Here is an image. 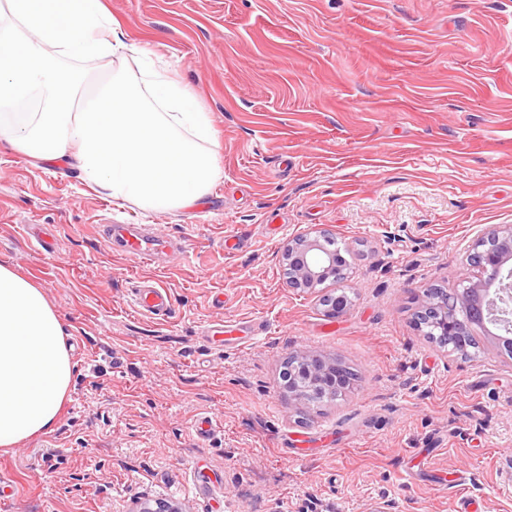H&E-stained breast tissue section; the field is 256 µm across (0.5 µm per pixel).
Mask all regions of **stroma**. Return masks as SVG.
Wrapping results in <instances>:
<instances>
[{
    "mask_svg": "<svg viewBox=\"0 0 512 512\" xmlns=\"http://www.w3.org/2000/svg\"><path fill=\"white\" fill-rule=\"evenodd\" d=\"M103 3L195 91L224 175L153 213L0 143V264L45 290L76 364L56 430L0 453V512H458L466 496L512 512V362L486 336L467 358L412 323L426 289L474 275L486 228L512 225V0ZM101 224L159 225L187 256L137 264ZM326 227L346 279L289 287L286 244ZM141 276L171 291L168 320L131 307ZM339 289L350 305L328 315ZM220 320L265 331L215 347ZM297 348L352 367L350 391L290 398ZM198 468L219 477L215 502L191 494Z\"/></svg>",
    "mask_w": 512,
    "mask_h": 512,
    "instance_id": "35a3bbf8",
    "label": "stroma"
}]
</instances>
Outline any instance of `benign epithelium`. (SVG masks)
Here are the masks:
<instances>
[{"instance_id": "obj_1", "label": "benign epithelium", "mask_w": 512, "mask_h": 512, "mask_svg": "<svg viewBox=\"0 0 512 512\" xmlns=\"http://www.w3.org/2000/svg\"><path fill=\"white\" fill-rule=\"evenodd\" d=\"M487 249L468 256L477 268L469 285L435 302L426 296L425 307L434 308V325L444 336L458 335L462 327L480 328L493 339L497 352L512 360V226L493 225L484 232ZM328 234L299 236L284 248L288 283L312 289L342 274L341 260L327 248ZM288 364V394L299 403L317 397L334 399L351 388L340 364L305 348L293 350Z\"/></svg>"}]
</instances>
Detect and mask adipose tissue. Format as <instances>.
I'll return each mask as SVG.
<instances>
[{
  "label": "adipose tissue",
  "instance_id": "1",
  "mask_svg": "<svg viewBox=\"0 0 512 512\" xmlns=\"http://www.w3.org/2000/svg\"><path fill=\"white\" fill-rule=\"evenodd\" d=\"M129 54L134 65L102 69ZM0 142L158 213L223 174L195 92L131 49L102 0H0ZM67 337L44 290L0 265L1 451L56 429L74 375Z\"/></svg>",
  "mask_w": 512,
  "mask_h": 512
}]
</instances>
